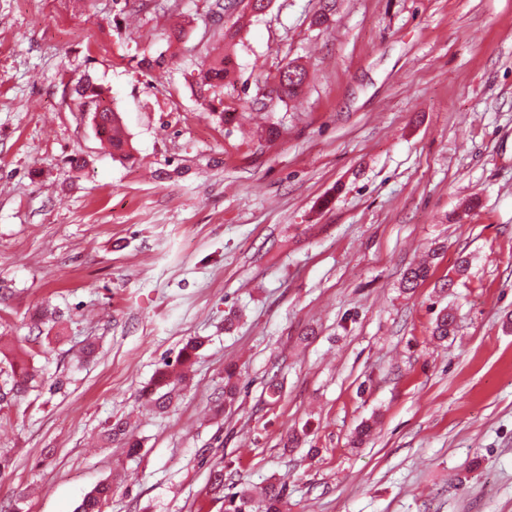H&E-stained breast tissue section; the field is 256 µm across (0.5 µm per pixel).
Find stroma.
Segmentation results:
<instances>
[{
  "instance_id": "35a3bbf8",
  "label": "stroma",
  "mask_w": 512,
  "mask_h": 512,
  "mask_svg": "<svg viewBox=\"0 0 512 512\" xmlns=\"http://www.w3.org/2000/svg\"><path fill=\"white\" fill-rule=\"evenodd\" d=\"M326 2L272 0L207 110L215 0H0V336L63 314L44 386L0 419V512H74L109 477L105 512H223L218 462L228 486L287 481L288 512H512V0H334L315 26ZM291 60L303 89L274 98ZM194 337L189 387L149 410ZM121 417L139 456L97 441ZM93 114L97 132L109 143L112 154L129 156L130 141L123 130L119 113L113 108L105 106L102 112H93ZM205 341L195 338L178 353L175 360L164 359L151 383L143 389L145 401L159 412L173 408V392L179 381L186 380L192 357L203 347Z\"/></svg>"
}]
</instances>
